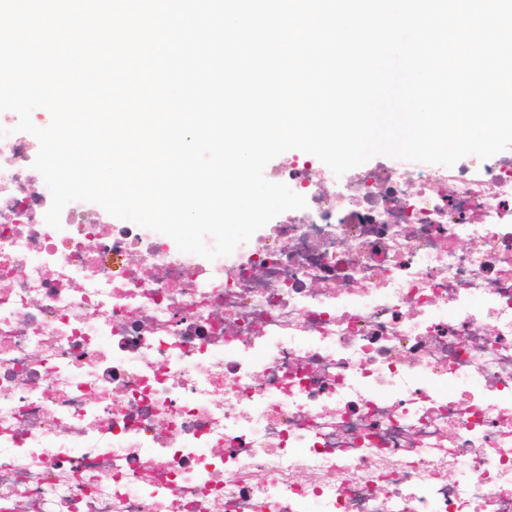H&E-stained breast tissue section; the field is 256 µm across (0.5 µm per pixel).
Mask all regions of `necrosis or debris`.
<instances>
[{"mask_svg": "<svg viewBox=\"0 0 512 512\" xmlns=\"http://www.w3.org/2000/svg\"><path fill=\"white\" fill-rule=\"evenodd\" d=\"M0 118V512H512V150L339 179L191 269ZM136 260L140 274L127 263Z\"/></svg>", "mask_w": 512, "mask_h": 512, "instance_id": "necrosis-or-debris-1", "label": "necrosis or debris"}]
</instances>
